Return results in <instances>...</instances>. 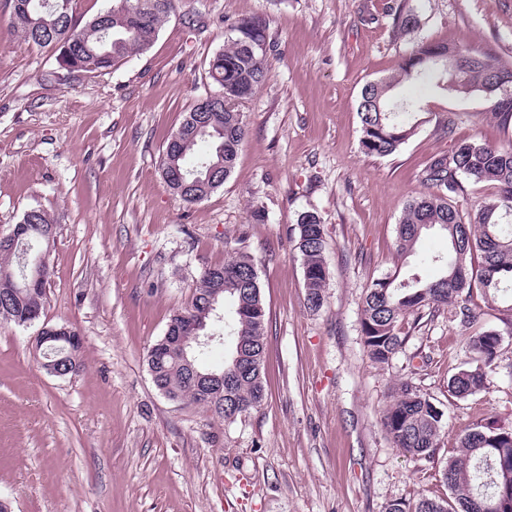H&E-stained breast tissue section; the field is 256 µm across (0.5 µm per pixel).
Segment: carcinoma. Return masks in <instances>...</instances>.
<instances>
[{
    "label": "carcinoma",
    "mask_w": 512,
    "mask_h": 512,
    "mask_svg": "<svg viewBox=\"0 0 512 512\" xmlns=\"http://www.w3.org/2000/svg\"><path fill=\"white\" fill-rule=\"evenodd\" d=\"M10 27L25 43L54 47L58 63L73 72L103 73L132 55L147 52L158 37L162 24L175 9V0H111L107 9L80 24L74 17L73 0H10ZM418 18L412 9L397 6L394 30L414 29ZM224 49L211 60L209 76L224 95V103L204 112L192 108L179 129L180 144H166L167 162L186 176V189L175 193L185 203L196 202L197 191L206 185L218 189L219 176L229 178L243 143L245 124L239 118L238 100L252 95L269 78L267 21L261 16L234 20ZM446 48L443 42H420L398 63L397 69L363 87L358 103L361 123L360 147L364 154L387 157L415 134L420 125L416 103L398 95L402 82H435L446 94L490 95L496 98L491 118L502 128L512 125V96L499 97L493 75L481 65H471L464 76L451 79L444 63L426 60V49ZM428 192L404 208L397 225L395 249L398 255L411 253L428 230L437 228L448 237V257L444 273L432 281H422L414 272L404 278L396 274L370 282L361 298L360 323L364 349L376 364H387L405 346L398 324L409 315L428 311L433 317L448 309V322L466 327L473 318V289L482 290L491 302L501 300L500 321L512 329V143L489 144L477 138L457 140L450 151L432 158L421 173ZM466 181L492 182L497 194L481 202L472 212L463 213L450 195L463 190ZM53 227L49 215L37 208L24 213L0 242V320L24 326L33 312L43 311L50 266L39 271L22 265L30 254L36 259L48 248L47 232ZM298 250L303 268L305 300L312 311L325 302L327 268L324 262V225L313 212H304L298 221ZM480 256L473 264L474 255ZM217 297L218 309L231 299L233 319L215 323L205 318L206 328L218 329L232 343L223 368H238L233 389L224 397V410L212 406L194 380L192 370L202 374L215 371L205 359L208 351L189 353L193 367L180 358L176 340H157L148 351V366L160 388L176 399L202 405L214 415L231 420L263 402L265 323L257 266L251 255L237 251L224 264L208 268L194 289L191 304L173 314L171 321L202 312L209 298ZM502 333L486 330L473 337L468 360L449 380L452 392L465 398L486 388L488 371L496 365ZM50 344L59 353L41 357L49 364L60 361L63 368H79L81 347L68 339ZM443 413L410 377H402L392 389L391 401L383 411L382 427L391 447L404 456H428L437 447ZM459 454L448 459L444 478L453 503L443 505L422 499L410 508L401 503L389 512H482L480 503H512V430L490 424L476 425L458 435Z\"/></svg>",
    "instance_id": "obj_1"
}]
</instances>
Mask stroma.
<instances>
[{
  "label": "stroma",
  "mask_w": 512,
  "mask_h": 512,
  "mask_svg": "<svg viewBox=\"0 0 512 512\" xmlns=\"http://www.w3.org/2000/svg\"><path fill=\"white\" fill-rule=\"evenodd\" d=\"M407 4L419 24L396 38ZM0 0V233L29 209L56 229L39 322H0V500L11 512H388L447 501L458 434L494 420L512 429V335L486 387L458 398L448 380L472 335L501 323L475 299L470 329L406 317L408 341L377 366L361 338V297L395 267L437 277L447 238L424 235L398 258L396 226L426 191L422 169L453 140L492 144L512 129L493 101L404 84L423 118L395 154L360 148L363 86L423 40L512 62V0H177L153 47L105 74L71 73L56 52L19 41ZM259 15L270 77L239 109L235 168L204 200L172 195L158 169L183 116L218 87L209 62L228 21ZM452 120L453 138L438 124ZM264 208L267 220L249 221ZM326 230V300L306 306L295 239L301 213ZM256 263L267 310L262 405L232 421L155 387L150 346L191 301L204 270L235 251ZM83 339L81 367L57 377L35 350L43 325ZM413 376L443 413L432 456L390 448L380 423L394 382Z\"/></svg>",
  "instance_id": "35a3bbf8"
}]
</instances>
